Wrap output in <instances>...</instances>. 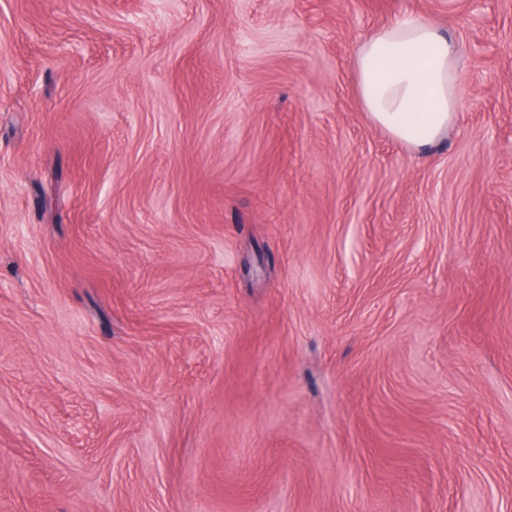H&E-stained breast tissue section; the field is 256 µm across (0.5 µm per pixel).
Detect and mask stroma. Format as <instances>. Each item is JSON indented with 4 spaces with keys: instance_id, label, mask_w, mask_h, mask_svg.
Returning a JSON list of instances; mask_svg holds the SVG:
<instances>
[{
    "instance_id": "1",
    "label": "stroma",
    "mask_w": 512,
    "mask_h": 512,
    "mask_svg": "<svg viewBox=\"0 0 512 512\" xmlns=\"http://www.w3.org/2000/svg\"><path fill=\"white\" fill-rule=\"evenodd\" d=\"M0 512H512V0H0ZM462 59L439 27L407 16L353 49V76L370 122L416 154L440 143L457 119Z\"/></svg>"
}]
</instances>
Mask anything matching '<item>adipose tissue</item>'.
Returning a JSON list of instances; mask_svg holds the SVG:
<instances>
[{
  "instance_id": "obj_1",
  "label": "adipose tissue",
  "mask_w": 512,
  "mask_h": 512,
  "mask_svg": "<svg viewBox=\"0 0 512 512\" xmlns=\"http://www.w3.org/2000/svg\"><path fill=\"white\" fill-rule=\"evenodd\" d=\"M462 59L439 27L407 16L353 49V76L370 122L412 152L440 143L457 119Z\"/></svg>"
}]
</instances>
